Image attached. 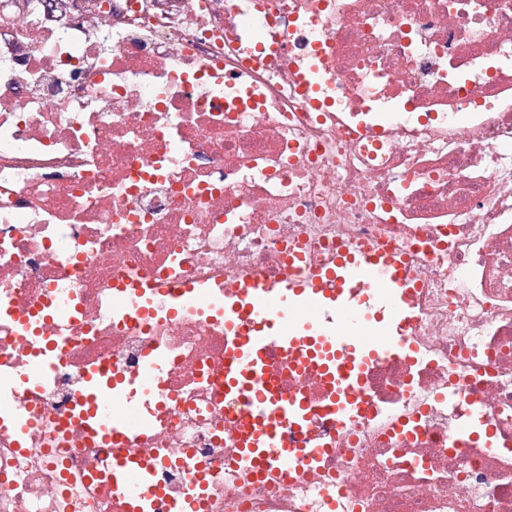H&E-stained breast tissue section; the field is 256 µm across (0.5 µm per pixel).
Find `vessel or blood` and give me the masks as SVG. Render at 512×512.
<instances>
[{
	"label": "vessel or blood",
	"instance_id": "vessel-or-blood-1",
	"mask_svg": "<svg viewBox=\"0 0 512 512\" xmlns=\"http://www.w3.org/2000/svg\"><path fill=\"white\" fill-rule=\"evenodd\" d=\"M376 281L377 292L358 298L353 289L363 279ZM412 278L403 255L393 248L336 249L333 266L308 276L288 279L272 293L277 310L273 321L263 320L253 284L241 285L224 299V333L234 339L227 352L225 390L247 401L251 429L242 454L259 470L288 473L294 464L319 457L317 448H277L281 424L301 429L311 418L309 404L299 397L276 394L265 382V354L270 346L295 353L318 364L336 396L328 407L337 420L356 409V394L367 364L381 355L374 338L383 330L406 328L411 321L407 290ZM346 320L364 329L365 338L337 333L336 322ZM115 490L137 485L141 497L132 512H150L160 491L152 468L135 471L117 464L111 470Z\"/></svg>",
	"mask_w": 512,
	"mask_h": 512
}]
</instances>
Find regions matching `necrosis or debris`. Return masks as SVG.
Returning <instances> with one entry per match:
<instances>
[{
    "instance_id": "necrosis-or-debris-1",
    "label": "necrosis or debris",
    "mask_w": 512,
    "mask_h": 512,
    "mask_svg": "<svg viewBox=\"0 0 512 512\" xmlns=\"http://www.w3.org/2000/svg\"><path fill=\"white\" fill-rule=\"evenodd\" d=\"M340 244L405 255L412 321L258 477L217 309ZM115 462L154 512H512V0H0V512H130ZM111 483L117 491H124L132 484L140 488L141 499L135 503L132 512H150L151 499L160 492L150 467L131 471L120 463L113 468L111 465Z\"/></svg>"
}]
</instances>
